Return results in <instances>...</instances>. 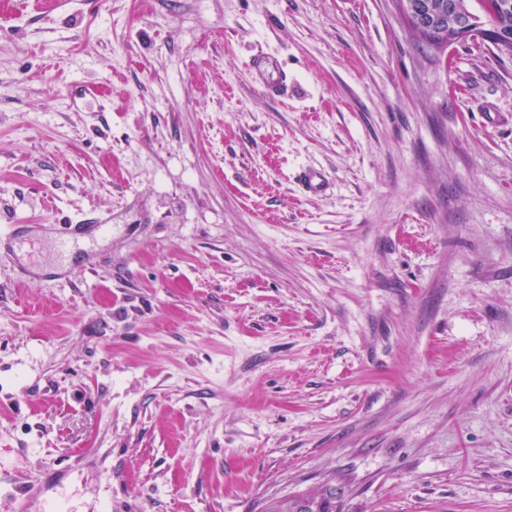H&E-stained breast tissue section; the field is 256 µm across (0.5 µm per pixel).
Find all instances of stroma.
<instances>
[{
  "label": "stroma",
  "mask_w": 512,
  "mask_h": 512,
  "mask_svg": "<svg viewBox=\"0 0 512 512\" xmlns=\"http://www.w3.org/2000/svg\"><path fill=\"white\" fill-rule=\"evenodd\" d=\"M4 224L0 512H512V57L394 0H0ZM252 70L255 81L263 90L271 96L280 97L284 95L286 87V76L281 74L278 62L271 58H260L253 62ZM341 489L325 485L315 492L299 496L284 497L268 503L264 512H341Z\"/></svg>",
  "instance_id": "1"
}]
</instances>
